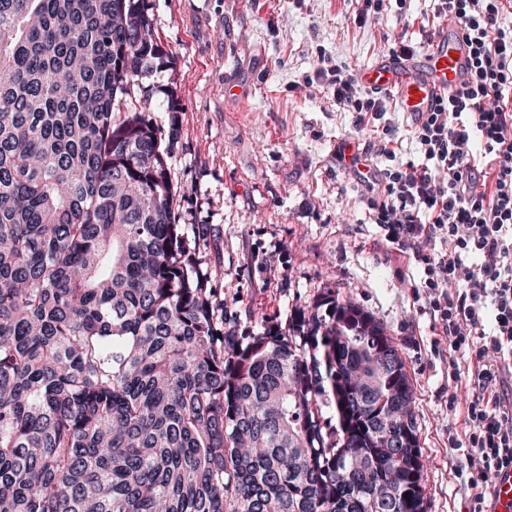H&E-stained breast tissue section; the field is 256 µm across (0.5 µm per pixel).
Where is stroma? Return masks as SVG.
Segmentation results:
<instances>
[{"instance_id": "1", "label": "stroma", "mask_w": 512, "mask_h": 512, "mask_svg": "<svg viewBox=\"0 0 512 512\" xmlns=\"http://www.w3.org/2000/svg\"><path fill=\"white\" fill-rule=\"evenodd\" d=\"M149 2L169 63L129 97L150 95L155 125L180 126L171 159L177 208L183 223L212 225L219 239L199 253L203 272L220 269L238 310L283 326L323 294L353 299L380 322L414 388L426 512H460L448 399L465 391L448 372L466 361L450 357L415 298L422 266L387 247L358 177L336 157L354 115L337 111L315 82L321 58L358 71L386 56L394 38L428 43L442 29L433 0H389L364 23L359 0Z\"/></svg>"}]
</instances>
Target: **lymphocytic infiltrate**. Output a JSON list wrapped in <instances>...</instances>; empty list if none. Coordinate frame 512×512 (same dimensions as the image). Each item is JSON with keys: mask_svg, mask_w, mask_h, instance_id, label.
Wrapping results in <instances>:
<instances>
[{"mask_svg": "<svg viewBox=\"0 0 512 512\" xmlns=\"http://www.w3.org/2000/svg\"><path fill=\"white\" fill-rule=\"evenodd\" d=\"M503 11V0H436L468 45L467 79L412 120L422 160L367 179L373 223L423 264L434 326L467 358L450 378L468 396L449 401L451 445L467 451L465 512H491L495 478L512 468V27L500 24ZM319 74L358 134L384 118L387 96L356 72L329 64Z\"/></svg>", "mask_w": 512, "mask_h": 512, "instance_id": "lymphocytic-infiltrate-1", "label": "lymphocytic infiltrate"}]
</instances>
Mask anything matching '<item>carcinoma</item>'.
<instances>
[{
	"mask_svg": "<svg viewBox=\"0 0 512 512\" xmlns=\"http://www.w3.org/2000/svg\"><path fill=\"white\" fill-rule=\"evenodd\" d=\"M146 0H0V512H425L415 397L358 303L241 324L124 105Z\"/></svg>",
	"mask_w": 512,
	"mask_h": 512,
	"instance_id": "1",
	"label": "carcinoma"
}]
</instances>
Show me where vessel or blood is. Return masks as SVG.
Masks as SVG:
<instances>
[{
  "label": "vessel or blood",
  "instance_id": "obj_1",
  "mask_svg": "<svg viewBox=\"0 0 512 512\" xmlns=\"http://www.w3.org/2000/svg\"><path fill=\"white\" fill-rule=\"evenodd\" d=\"M468 48L455 26L437 34L418 54L386 56L361 69L360 81L370 90L394 95L399 109L415 118L435 101L455 91L467 77ZM493 512H512V469L497 480Z\"/></svg>",
  "mask_w": 512,
  "mask_h": 512
}]
</instances>
